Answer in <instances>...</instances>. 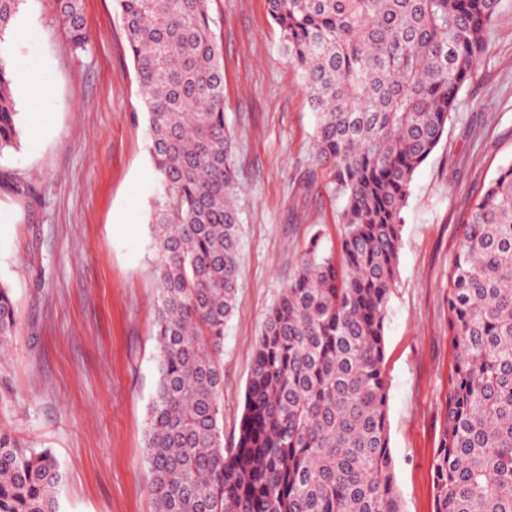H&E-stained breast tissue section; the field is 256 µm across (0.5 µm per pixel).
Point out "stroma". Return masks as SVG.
I'll use <instances>...</instances> for the list:
<instances>
[{
    "instance_id": "1",
    "label": "stroma",
    "mask_w": 512,
    "mask_h": 512,
    "mask_svg": "<svg viewBox=\"0 0 512 512\" xmlns=\"http://www.w3.org/2000/svg\"><path fill=\"white\" fill-rule=\"evenodd\" d=\"M235 136L241 248L224 330L225 441L239 430L265 319L310 238L336 246L343 198L316 158V115L266 0H212ZM73 51L55 0H25L6 43L22 129L0 159V281L17 311L0 356V429L48 448L59 512H154L145 462L156 382L159 282L149 224L157 175L138 77L115 0H81ZM432 155L415 171L385 327L390 453L404 512H435L434 468L456 351L448 270L468 203L512 165V0ZM30 185L31 193L19 188Z\"/></svg>"
}]
</instances>
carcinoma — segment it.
I'll return each mask as SVG.
<instances>
[{
    "instance_id": "carcinoma-1",
    "label": "carcinoma",
    "mask_w": 512,
    "mask_h": 512,
    "mask_svg": "<svg viewBox=\"0 0 512 512\" xmlns=\"http://www.w3.org/2000/svg\"><path fill=\"white\" fill-rule=\"evenodd\" d=\"M25 0H0V46ZM74 50L79 0H55ZM158 177V381L145 460L156 512H404L390 455L385 321L402 212L485 50L499 0H267L318 115L316 153L344 200L338 253L314 236L271 308L224 447L219 356L237 298L240 212L210 0H115ZM0 55V158L20 141ZM448 276L457 350L435 512H512V165L459 224ZM0 282V352L13 336ZM47 449L0 430V512H58Z\"/></svg>"
}]
</instances>
